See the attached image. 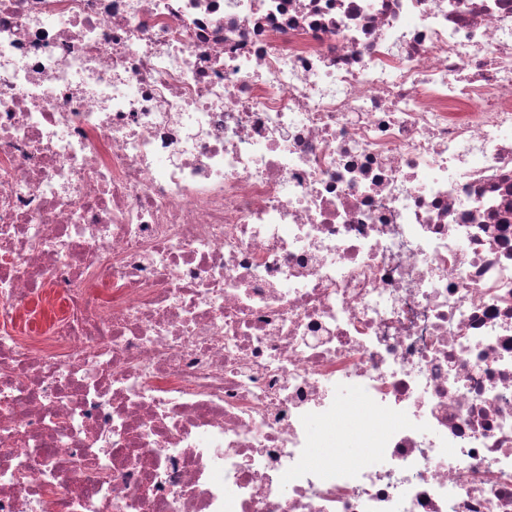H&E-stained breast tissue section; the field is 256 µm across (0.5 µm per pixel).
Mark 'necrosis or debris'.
Returning a JSON list of instances; mask_svg holds the SVG:
<instances>
[{"instance_id": "obj_1", "label": "necrosis or debris", "mask_w": 512, "mask_h": 512, "mask_svg": "<svg viewBox=\"0 0 512 512\" xmlns=\"http://www.w3.org/2000/svg\"><path fill=\"white\" fill-rule=\"evenodd\" d=\"M0 512H512V0H0Z\"/></svg>"}]
</instances>
